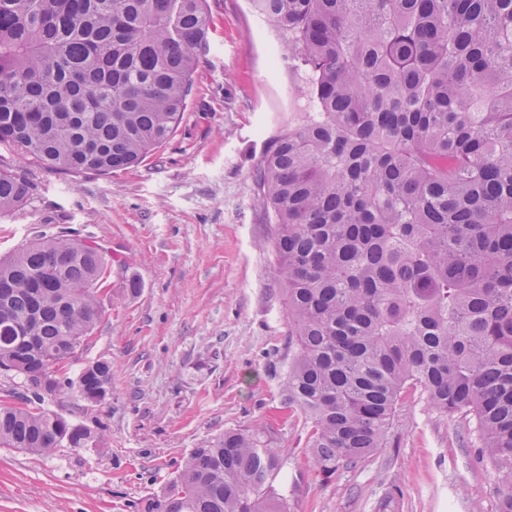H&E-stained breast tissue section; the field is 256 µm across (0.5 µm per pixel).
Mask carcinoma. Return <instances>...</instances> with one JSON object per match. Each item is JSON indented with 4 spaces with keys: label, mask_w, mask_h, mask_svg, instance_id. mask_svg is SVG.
<instances>
[{
    "label": "carcinoma",
    "mask_w": 512,
    "mask_h": 512,
    "mask_svg": "<svg viewBox=\"0 0 512 512\" xmlns=\"http://www.w3.org/2000/svg\"><path fill=\"white\" fill-rule=\"evenodd\" d=\"M253 3L311 84L314 111L268 143L254 185L287 304L282 391L318 470L383 447L412 390L474 421L512 512V0ZM208 36L207 0H0V143L73 173L140 164L175 133ZM28 195L0 169L1 216ZM110 270L66 231L0 259V366L31 393L0 408V446L48 452L71 427L80 445L27 353L70 363ZM71 390L112 395L111 364L51 395ZM278 470L277 449L226 432L192 450L164 512H288Z\"/></svg>",
    "instance_id": "1"
}]
</instances>
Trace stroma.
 Here are the masks:
<instances>
[{
	"instance_id": "35a3bbf8",
	"label": "stroma",
	"mask_w": 512,
	"mask_h": 512,
	"mask_svg": "<svg viewBox=\"0 0 512 512\" xmlns=\"http://www.w3.org/2000/svg\"><path fill=\"white\" fill-rule=\"evenodd\" d=\"M209 48L173 136L138 168L75 174L0 144V168L30 185L0 217V258L61 228L103 244L110 295L69 377L112 365V396L46 398L93 443L46 453L0 447V512H162L192 449L227 431L277 448L288 512H499L503 488L471 425L408 392L385 445L331 477L311 423L283 411L288 319L273 227L254 174L267 142L311 111L287 35L249 0H208Z\"/></svg>"
}]
</instances>
